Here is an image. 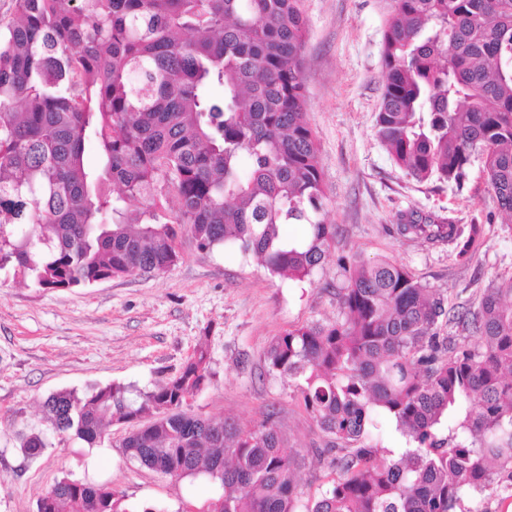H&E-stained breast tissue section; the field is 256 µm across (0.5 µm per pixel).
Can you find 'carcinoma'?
Here are the masks:
<instances>
[{
    "label": "carcinoma",
    "instance_id": "carcinoma-1",
    "mask_svg": "<svg viewBox=\"0 0 512 512\" xmlns=\"http://www.w3.org/2000/svg\"><path fill=\"white\" fill-rule=\"evenodd\" d=\"M12 2L0 22V270L45 289L160 274L180 258L183 229L200 251L231 242L293 280L324 264L336 225L323 218L306 121L300 0ZM394 2L379 139L419 182L459 186L482 157L511 215L512 0ZM92 137L97 169L83 161ZM130 200L144 202L133 219ZM290 224L304 235L290 237ZM396 230L448 239L459 257L484 241L480 224L419 216ZM339 263L342 317L292 327L265 355L269 371L302 380L299 403L345 443L337 478L306 512H456L494 486L511 498L512 277L460 304L403 265ZM209 376L201 347L134 398L122 384L61 391L43 412L91 447L106 425L137 423L121 444L129 461L223 487L195 512H298L296 460L272 417L245 430L183 411ZM379 417L413 446L388 458L364 444ZM46 447L39 433L21 437L28 457ZM36 512L131 510L107 483L64 477Z\"/></svg>",
    "mask_w": 512,
    "mask_h": 512
}]
</instances>
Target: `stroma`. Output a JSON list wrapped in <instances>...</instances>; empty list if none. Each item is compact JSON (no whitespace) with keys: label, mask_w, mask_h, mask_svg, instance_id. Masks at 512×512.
Returning <instances> with one entry per match:
<instances>
[{"label":"stroma","mask_w":512,"mask_h":512,"mask_svg":"<svg viewBox=\"0 0 512 512\" xmlns=\"http://www.w3.org/2000/svg\"><path fill=\"white\" fill-rule=\"evenodd\" d=\"M308 26L302 70L307 119L319 150L324 217L336 240L306 280L272 274L252 255L217 247L203 253L189 236L162 274L115 277L86 287L42 289L0 271V512H36L38 498L62 477L109 483L131 512H186L214 497L206 476L172 479L126 460L127 424L108 427L89 447L49 429L42 412L53 393L82 395L120 383L148 391L174 375L198 344L210 354V380L189 398L188 413L250 428L273 417L298 461L301 503L334 475L331 439L296 399L297 382L270 372L265 353L288 328L340 314L346 273L339 258L387 259L458 302L512 276V217L487 189L474 158L462 188L406 176L382 146L376 120L384 88L382 39L393 0H302ZM483 224L485 242L470 258L455 243L394 232L401 216ZM39 432L34 458L19 432Z\"/></svg>","instance_id":"stroma-1"}]
</instances>
